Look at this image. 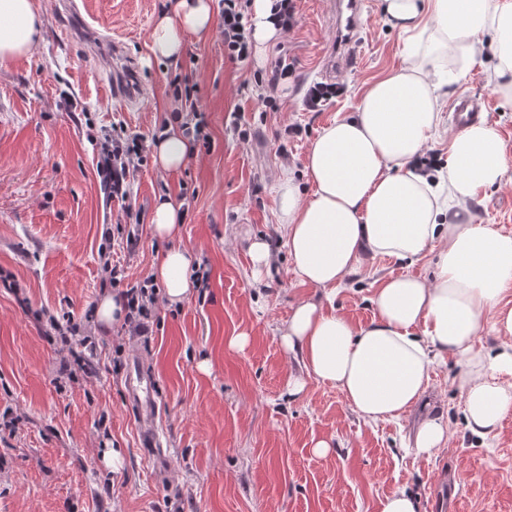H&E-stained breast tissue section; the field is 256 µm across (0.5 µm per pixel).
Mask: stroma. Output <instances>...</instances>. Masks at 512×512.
<instances>
[{
  "mask_svg": "<svg viewBox=\"0 0 512 512\" xmlns=\"http://www.w3.org/2000/svg\"><path fill=\"white\" fill-rule=\"evenodd\" d=\"M368 2L359 66L339 76L342 95L311 111L306 92L320 82L322 53L336 37L331 0H297L293 31L243 62L225 56L216 27L188 35L179 59L151 60L153 20L174 0H84L76 13L62 0H36L42 31L33 54L0 64V269L20 286L0 285V412L18 419L14 434L0 433V512H381L401 489L418 512H512V415L486 439L472 436L453 358L436 362L428 383L453 433L431 459L410 446L419 409L369 423L336 387L313 381L304 395L287 392L301 366L284 352L281 329L308 290L277 230L275 187L286 171L312 192L303 173L310 143L355 111L370 81L404 64L406 35L387 21L382 0ZM107 34L144 88L136 107L107 88ZM281 55L293 72L273 85ZM493 55L490 36H481L475 63L438 102L431 150L445 154L451 104L469 97L484 105L512 156V108L491 89ZM177 78L205 111L209 146L191 148L174 175L146 164L130 176L129 202L108 199L89 128L120 121L128 134L151 137L172 116ZM266 97L279 111L264 110ZM162 194L192 198L175 244L209 269V285L179 304L159 300L144 336L120 322L92 323L96 375L69 380L67 346L47 338L35 315L67 312L79 323L112 294L98 246L104 225L124 222V207L141 212L144 225L135 250L115 239L112 262L127 284L151 276L173 244L155 238L149 222ZM471 213L474 223L512 231V170ZM260 237L273 262L258 279L249 245ZM433 260L364 259L332 304L366 325L377 280L430 275ZM239 333L248 339L241 350L228 344ZM135 359L152 376L159 406L154 458L143 452L144 427L127 399ZM321 441L331 444L328 454L316 453ZM114 450L122 457L116 470L105 460Z\"/></svg>",
  "mask_w": 512,
  "mask_h": 512,
  "instance_id": "35a3bbf8",
  "label": "stroma"
}]
</instances>
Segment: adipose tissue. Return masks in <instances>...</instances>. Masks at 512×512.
I'll return each instance as SVG.
<instances>
[{
	"label": "adipose tissue",
	"instance_id": "1",
	"mask_svg": "<svg viewBox=\"0 0 512 512\" xmlns=\"http://www.w3.org/2000/svg\"><path fill=\"white\" fill-rule=\"evenodd\" d=\"M387 20L411 40L404 66L375 78L354 115L317 135L304 162L315 186L303 196L292 175L277 183L278 225L298 281L323 296L341 285L360 259L415 261L430 249L438 259L432 280L389 277L374 289L375 316L355 327L323 309L321 298L300 301L280 336L304 372L289 376L288 393L306 392L309 381L336 387L366 421L400 417L424 398L438 356L462 366L456 386L472 434L486 437L512 415V344L478 348L485 329L512 337V232L473 223L469 203L501 185L512 161L494 124L480 120L452 131L438 177L440 197L414 165L439 128L437 92L457 82L477 56L479 38L497 44L493 90L512 106V0H383ZM212 25V0H177L159 14L151 53L178 59L187 33ZM42 26L34 0H0V64L28 58ZM183 131L167 127L151 145L156 167L178 173L189 153ZM191 256L173 246L158 258L153 277L170 302L194 287ZM442 417L425 414L414 427L418 456L447 448Z\"/></svg>",
	"mask_w": 512,
	"mask_h": 512
}]
</instances>
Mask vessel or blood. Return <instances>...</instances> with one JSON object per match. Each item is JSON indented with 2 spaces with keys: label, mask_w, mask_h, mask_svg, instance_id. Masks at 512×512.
Masks as SVG:
<instances>
[{
  "label": "vessel or blood",
  "mask_w": 512,
  "mask_h": 512,
  "mask_svg": "<svg viewBox=\"0 0 512 512\" xmlns=\"http://www.w3.org/2000/svg\"><path fill=\"white\" fill-rule=\"evenodd\" d=\"M364 7V0H337L336 39L325 54L326 80H335L339 73L357 66ZM128 399L142 422L153 420L156 412L153 380L136 361L130 368Z\"/></svg>",
  "instance_id": "1"
}]
</instances>
